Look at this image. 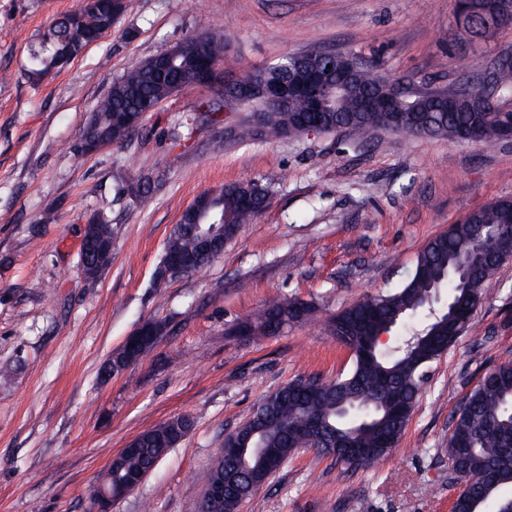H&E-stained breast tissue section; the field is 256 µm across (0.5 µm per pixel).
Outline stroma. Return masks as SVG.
I'll return each mask as SVG.
<instances>
[{
	"mask_svg": "<svg viewBox=\"0 0 512 512\" xmlns=\"http://www.w3.org/2000/svg\"><path fill=\"white\" fill-rule=\"evenodd\" d=\"M125 15L68 67L39 80L28 50L79 0H0V512H89L85 491L133 437L177 416L191 431L112 512H197V475L267 394L335 378L350 350L325 327L364 295L398 286L418 253L472 211L512 199V140L483 147L374 131L298 134L207 148L187 130L205 88L147 113L153 134L92 154L74 150L96 101L133 65L212 28L226 78L319 47L417 87H448L475 57L512 51V27L458 40L456 0H127ZM181 155L168 170L169 155ZM280 174L267 208L189 275L154 286L166 242L200 194ZM150 178L129 202L115 174ZM56 220L41 223L45 210ZM109 220L112 261L87 279L84 226ZM274 298L313 303L310 321L248 338L238 324ZM146 320L152 352L110 376L103 366ZM512 360V259L489 284L472 328L428 370L396 448L371 467L295 452L238 512H450L444 451L451 416L486 369Z\"/></svg>",
	"mask_w": 512,
	"mask_h": 512,
	"instance_id": "stroma-1",
	"label": "stroma"
}]
</instances>
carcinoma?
Here are the masks:
<instances>
[{"label":"carcinoma","instance_id":"carcinoma-1","mask_svg":"<svg viewBox=\"0 0 512 512\" xmlns=\"http://www.w3.org/2000/svg\"><path fill=\"white\" fill-rule=\"evenodd\" d=\"M111 0H102L99 12L79 10L54 20L30 49V74L39 77L55 69L60 58L76 59L87 42L109 31L107 15ZM208 59L224 67V29L214 28L197 37ZM326 51L312 48L301 53L291 73L295 81L305 78L311 69L321 66ZM198 66L191 52L164 51V61L154 59L133 66L112 83L94 109L81 139L101 138L114 144H129L131 136L117 122L124 112H141L145 103L155 107L186 88L184 78ZM384 74L375 66H359L330 112L307 115L320 120L331 131L345 127L360 142L373 129H391L393 117L388 112H366L363 104L371 98L389 99L396 110L413 120L424 116L426 123L409 125L404 132L412 135H445L453 141L491 146L502 140L507 115L499 112L512 95V64L499 69L495 96L479 89L417 91L411 84L397 82L388 86ZM306 110L305 102L293 100L288 110L264 108L263 129L253 122L239 125L233 136L239 141L258 136L279 138L294 127L295 113ZM279 181L270 172L265 184L228 185L197 197L200 203L213 202L222 219L220 229L230 237L251 222L268 201L269 188ZM119 192L139 199L148 192L142 180L121 174L116 176ZM512 236V201L499 200L469 214L448 231L433 238L419 253L412 273L397 287L376 295H367L330 317L326 328L352 352L350 369L332 380H299L287 384L259 401L249 417L262 430L263 446L279 449L281 462L301 448L297 431L312 416L323 418L326 432H339L365 448L383 456L396 447L418 403L427 368L441 358L458 340L456 322L461 316L473 320L481 305L485 288L504 259L486 258L495 242ZM166 249L178 254L187 271H196L215 259L200 249L185 216L170 235ZM448 293L446 308L437 316L425 314L424 303L434 289ZM314 307L300 300L271 299L256 320H247L242 328L251 336H272L288 324L308 320ZM422 313L418 335L391 351L373 348L375 364H361L359 351L374 332L395 326L408 317ZM155 341L139 349L116 354L125 364L147 356ZM448 434V464L457 475L461 488H472L462 505L463 512H503L512 503V361L487 369L477 385L455 409ZM193 422L178 416L153 426L137 437L138 451L122 457L115 470L120 475L143 473L188 434ZM241 442L224 440V468L209 467L200 475L204 484L224 476L235 484L237 497L247 498L267 481V469L261 460L253 461L243 477L236 476L241 460Z\"/></svg>","mask_w":512,"mask_h":512}]
</instances>
